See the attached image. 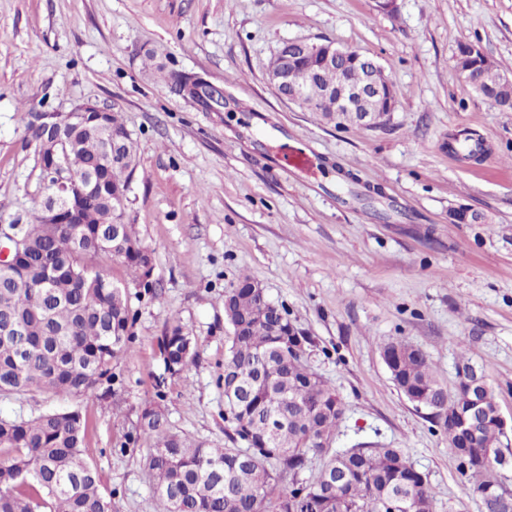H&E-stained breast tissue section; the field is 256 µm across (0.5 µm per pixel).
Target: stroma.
I'll list each match as a JSON object with an SVG mask.
<instances>
[{
    "label": "stroma",
    "instance_id": "stroma-1",
    "mask_svg": "<svg viewBox=\"0 0 512 512\" xmlns=\"http://www.w3.org/2000/svg\"><path fill=\"white\" fill-rule=\"evenodd\" d=\"M292 40L374 58L398 95L390 123L327 126L282 101L266 67ZM464 44L512 79V0H0V219L41 211L27 114L108 108L137 145L127 220L154 255L156 285L145 294L109 264L134 314L111 389L1 397L0 417L79 409L101 490L119 512H156L149 443L128 436L151 405L172 431L228 445L224 291L247 275L286 305L307 365L344 403L331 451L402 449L435 489L434 512H484L440 423L381 357L390 340L415 345L450 389L471 361L512 427V110L471 89L457 66ZM174 70L223 88V109L177 95ZM461 133L479 138L482 157L450 151ZM286 151L311 162L288 167ZM458 206L491 221L449 223ZM175 320L195 357L170 375L160 342Z\"/></svg>",
    "mask_w": 512,
    "mask_h": 512
}]
</instances>
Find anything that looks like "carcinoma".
Wrapping results in <instances>:
<instances>
[{"mask_svg": "<svg viewBox=\"0 0 512 512\" xmlns=\"http://www.w3.org/2000/svg\"><path fill=\"white\" fill-rule=\"evenodd\" d=\"M294 59L293 79L318 74L312 111L337 127L354 126L351 113L334 112L336 75L319 67V54ZM482 95L500 102L502 76L489 60L478 68ZM112 142L122 157L107 165L104 143L90 125L64 136L71 157L69 177L88 175L112 185V194L93 193L74 224L24 223L27 243L22 269H0V396L40 393L89 397L113 384L128 351L134 318L126 295L113 294L103 257L122 262L147 290L154 270L152 252L123 223L112 239V220L124 214L129 180L136 167L132 134L119 113L107 116ZM66 263L70 279L41 286L42 266ZM224 317L231 332L224 361V426L241 448H213L172 432L163 415L147 408L138 437L151 441L145 465L153 478L157 512H432L435 496L426 477L399 448H350L334 455L311 479L301 475L311 457L325 452L344 404L336 391L305 364L303 352L281 342L295 329L282 304L269 300L246 277L224 292ZM165 371L177 374L194 357L192 338L179 324L161 340ZM395 361L390 378L411 403L439 412L466 404L465 384L448 395L427 355L402 340L382 346ZM448 443L460 454L469 491L485 512H512V504L484 492L500 486L504 463L501 425L490 418L466 434L445 424ZM86 423L80 413L48 411L31 419L0 418V512H116L112 496L100 489L97 470L84 454ZM293 488L285 491L284 480Z\"/></svg>", "mask_w": 512, "mask_h": 512, "instance_id": "obj_1", "label": "carcinoma"}]
</instances>
